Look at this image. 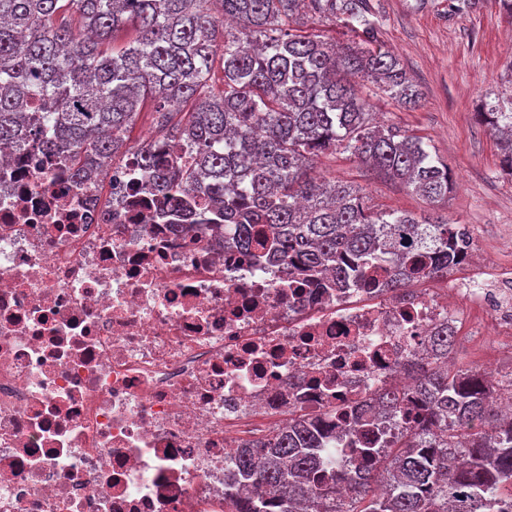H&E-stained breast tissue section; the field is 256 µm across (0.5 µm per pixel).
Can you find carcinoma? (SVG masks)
I'll return each mask as SVG.
<instances>
[{"instance_id": "cac0c4a2", "label": "carcinoma", "mask_w": 512, "mask_h": 512, "mask_svg": "<svg viewBox=\"0 0 512 512\" xmlns=\"http://www.w3.org/2000/svg\"><path fill=\"white\" fill-rule=\"evenodd\" d=\"M210 2L0 0V151L63 157L77 182L132 158L174 230L211 225L227 247L309 273L311 288L326 287L327 271L355 288L448 277L474 249L466 225L376 211L354 187L308 174L315 157L338 151L432 203L452 189L430 144L374 124L350 81L371 80L405 107L419 100L378 40L368 0H217L219 18ZM305 7L358 45L292 27ZM228 18L237 33H225ZM120 31L134 37L105 45ZM147 97L156 111H141ZM477 116L512 177V108L487 104ZM145 117L159 137L131 141ZM434 344L409 387L374 398L405 420L398 432L371 417L340 432L295 417L243 439L224 512H512V419L492 413L495 400L512 404V380L504 388L449 368L444 331Z\"/></svg>"}]
</instances>
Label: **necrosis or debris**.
Listing matches in <instances>:
<instances>
[{"instance_id": "1", "label": "necrosis or debris", "mask_w": 512, "mask_h": 512, "mask_svg": "<svg viewBox=\"0 0 512 512\" xmlns=\"http://www.w3.org/2000/svg\"><path fill=\"white\" fill-rule=\"evenodd\" d=\"M105 173L0 157V512H224L242 423H350L456 326L438 293L299 287ZM455 289L512 332V275Z\"/></svg>"}]
</instances>
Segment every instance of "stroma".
Wrapping results in <instances>:
<instances>
[{"instance_id":"35a3bbf8","label":"stroma","mask_w":512,"mask_h":512,"mask_svg":"<svg viewBox=\"0 0 512 512\" xmlns=\"http://www.w3.org/2000/svg\"><path fill=\"white\" fill-rule=\"evenodd\" d=\"M369 8L380 40L413 77L421 102L400 107L367 81L360 90L381 122L430 141L456 188L448 201L432 203L342 153L317 159L314 176L361 188L379 209L468 225L477 254L493 263L467 264L457 278L512 270V177L502 174L497 139L476 117L485 104L512 98V16L500 0H477L464 12L452 11L448 0H370ZM455 305L456 365L484 369L497 380L512 373V338L500 335L480 302L459 297Z\"/></svg>"}]
</instances>
